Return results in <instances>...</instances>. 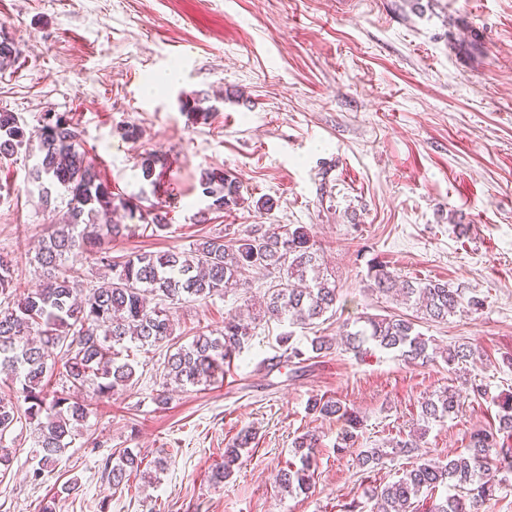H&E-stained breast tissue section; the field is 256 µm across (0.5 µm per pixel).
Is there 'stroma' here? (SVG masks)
Here are the masks:
<instances>
[{
    "mask_svg": "<svg viewBox=\"0 0 512 512\" xmlns=\"http://www.w3.org/2000/svg\"><path fill=\"white\" fill-rule=\"evenodd\" d=\"M0 36L19 51L0 70V110L31 129L43 113H67L114 193L166 211V231L131 221L113 255L306 226L340 289L335 316L319 326L329 336L362 312L413 315L368 291L377 262L484 301L442 323L416 322L440 350L459 342L479 351L480 362L455 372L441 354L424 365L379 351L360 361L340 345L319 355L304 329L264 318L225 380L161 409L165 348H130L137 385L108 402L84 390L92 413L54 471L33 478L31 431L6 436L16 454L0 480V512H38L73 479L79 491L59 512H341L363 500L365 479L394 482L409 464L399 457L366 478L363 450L423 426V448L443 458L495 422V398L512 394V0H0ZM174 66L177 79L158 86ZM188 99L210 109L208 121L183 110ZM129 127L137 139L125 137ZM148 153L167 161L150 181L138 165ZM37 155L33 143L0 160V255L26 289L38 281V244L67 203L58 189L42 202ZM213 168L237 178L241 205L209 210L199 178ZM261 198L272 210L257 208ZM237 305L228 296L183 306L175 334L188 342L222 329ZM286 331L307 359L269 368ZM458 372L486 396L423 424L422 401ZM320 397L359 414L353 447L335 449L346 423L315 418L309 403ZM247 428L256 438L240 469L213 487L225 448ZM312 430V486L285 493L275 475ZM126 448L141 453V473L114 489L104 463ZM159 456L166 470L145 483Z\"/></svg>",
    "mask_w": 512,
    "mask_h": 512,
    "instance_id": "obj_1",
    "label": "stroma"
}]
</instances>
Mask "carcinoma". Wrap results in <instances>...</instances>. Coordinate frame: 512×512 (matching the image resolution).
I'll list each match as a JSON object with an SVG mask.
<instances>
[{
    "label": "carcinoma",
    "mask_w": 512,
    "mask_h": 512,
    "mask_svg": "<svg viewBox=\"0 0 512 512\" xmlns=\"http://www.w3.org/2000/svg\"><path fill=\"white\" fill-rule=\"evenodd\" d=\"M39 161L34 179L47 181L44 193L61 188L68 197L67 209L51 225L34 261L40 281L19 293L12 260L0 255V374L11 378L17 401L0 402V439L17 427L29 426L36 439L33 476L52 470L80 434L92 413L77 391L90 387L100 399L134 385L135 366L120 359L126 343L148 352L168 344L159 373L161 390L154 401L168 404L170 393L190 387H207L224 377V363L242 352L253 338L257 318L236 314L224 320L223 329L199 333L184 345L170 344L172 311L188 303L207 302L214 296H241L249 306L251 284L264 279L263 316L311 329L327 313L336 311L339 288L322 267L319 248L310 230L298 225L282 229L258 227L243 237H208L188 250L140 252L112 256V242L128 225L112 223L122 209L130 218L163 232L167 213L158 208L143 211L112 192L109 182L89 159L71 118L46 112L37 129ZM31 133L13 112H0V158H9L29 144ZM202 193L210 208L222 212L240 205L239 182L215 170L201 173ZM95 253L107 273L87 281L83 271L67 265L71 255ZM371 290L412 302L416 312L433 322L483 307L477 297L465 298L442 280H411L378 263L370 268ZM158 298L149 306L145 293ZM345 349L364 358L375 350L400 353L402 360L425 364L434 358L428 341L415 331V323L401 315L363 314L343 324ZM478 351L466 343L448 346V365L476 359ZM486 395L482 385L459 378L434 398L421 402L425 423L443 422L459 412L465 393ZM498 425L472 432L466 451L450 453L447 462L427 458L420 446L426 429L409 432L405 440L389 448H371L358 457V466L369 474L397 456L413 459L397 481L368 489L370 512H417L420 497L432 499L429 512H491L498 485L495 473H512V395L498 401ZM309 409L319 418L338 417L347 429L336 447L349 448L358 438L362 420L338 400L316 399ZM253 439L241 431L224 449V465L212 473L220 486L241 459V451ZM319 438L307 432L296 438L295 455L300 464L288 463L279 470L281 488L291 493L311 487L310 473ZM142 459L125 448L116 461H108L104 477L118 488L139 471ZM448 494L436 501L439 486Z\"/></svg>",
    "instance_id": "cac0c4a2"
}]
</instances>
